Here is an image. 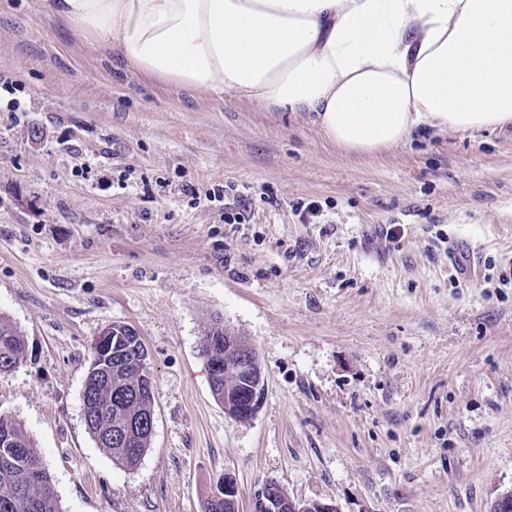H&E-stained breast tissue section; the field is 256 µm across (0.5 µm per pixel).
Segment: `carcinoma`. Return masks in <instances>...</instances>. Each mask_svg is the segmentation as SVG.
I'll use <instances>...</instances> for the list:
<instances>
[{
  "label": "carcinoma",
  "instance_id": "1",
  "mask_svg": "<svg viewBox=\"0 0 512 512\" xmlns=\"http://www.w3.org/2000/svg\"><path fill=\"white\" fill-rule=\"evenodd\" d=\"M27 351L19 328L0 314V374L17 368ZM146 353L140 336L112 325L109 350L92 356L86 398L87 430L96 445L125 470L136 469L151 444L139 419L152 407L143 392L152 379L139 364ZM0 512H62L52 478L35 442L11 416L0 414Z\"/></svg>",
  "mask_w": 512,
  "mask_h": 512
}]
</instances>
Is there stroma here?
I'll use <instances>...</instances> for the list:
<instances>
[{
    "label": "stroma",
    "mask_w": 512,
    "mask_h": 512,
    "mask_svg": "<svg viewBox=\"0 0 512 512\" xmlns=\"http://www.w3.org/2000/svg\"><path fill=\"white\" fill-rule=\"evenodd\" d=\"M510 268L511 129L347 154L308 113L115 70L40 0H0V313L27 342L0 413L62 512H202L228 472L240 512L269 480L340 512H491L512 487ZM217 315L260 357L247 422L199 353ZM113 323L153 376L133 471L83 419Z\"/></svg>",
    "instance_id": "stroma-1"
}]
</instances>
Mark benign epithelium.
<instances>
[{
    "mask_svg": "<svg viewBox=\"0 0 512 512\" xmlns=\"http://www.w3.org/2000/svg\"><path fill=\"white\" fill-rule=\"evenodd\" d=\"M224 345V361H207L210 379L220 376L243 384L240 392L224 390V412L230 417L247 422L258 412L264 393V376L255 348L241 342L239 336L224 328V339L217 341ZM224 501V512H239L238 488L234 476L226 472L217 490L212 494ZM252 512H338L336 505L320 501H302L287 494L277 495L275 485L267 482L255 495Z\"/></svg>",
    "mask_w": 512,
    "mask_h": 512,
    "instance_id": "1",
    "label": "benign epithelium"
}]
</instances>
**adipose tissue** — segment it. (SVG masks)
Wrapping results in <instances>:
<instances>
[{"mask_svg": "<svg viewBox=\"0 0 512 512\" xmlns=\"http://www.w3.org/2000/svg\"><path fill=\"white\" fill-rule=\"evenodd\" d=\"M116 66L309 112L345 152L512 127V0H43Z\"/></svg>", "mask_w": 512, "mask_h": 512, "instance_id": "adipose-tissue-1", "label": "adipose tissue"}]
</instances>
